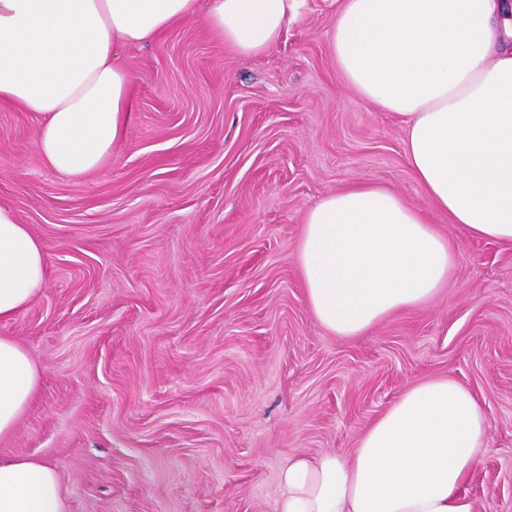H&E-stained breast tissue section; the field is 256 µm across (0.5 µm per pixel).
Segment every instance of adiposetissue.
<instances>
[{
  "label": "adipose tissue",
  "mask_w": 512,
  "mask_h": 512,
  "mask_svg": "<svg viewBox=\"0 0 512 512\" xmlns=\"http://www.w3.org/2000/svg\"><path fill=\"white\" fill-rule=\"evenodd\" d=\"M295 0H0V104L37 121L49 169L79 179L126 138L133 77L123 48L202 19L243 55L280 40ZM345 81L396 113L431 208L467 236L512 242V0H343L328 33ZM308 308L327 332L364 334L429 301L456 256L422 209L358 184L309 209L297 247ZM45 248L0 203V322L41 292ZM30 352L0 335V440L38 393ZM476 397L450 378L411 386L349 457L291 458L276 512H474L464 485L487 446ZM0 512H65L57 470L0 457Z\"/></svg>",
  "instance_id": "1"
}]
</instances>
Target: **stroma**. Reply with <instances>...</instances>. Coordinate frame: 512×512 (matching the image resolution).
I'll return each mask as SVG.
<instances>
[{"label":"stroma","instance_id":"1","mask_svg":"<svg viewBox=\"0 0 512 512\" xmlns=\"http://www.w3.org/2000/svg\"><path fill=\"white\" fill-rule=\"evenodd\" d=\"M338 0H296L244 56L186 23L125 50V141L80 179L46 168L36 122L0 107V202L43 241L41 293L0 334L41 369L0 456L60 474L66 512H275L298 454L351 453L412 383L475 394L488 448L476 512H512V243L472 239L426 304L363 335L312 316L296 259L306 212L369 182L429 210L400 117L347 86Z\"/></svg>","mask_w":512,"mask_h":512}]
</instances>
